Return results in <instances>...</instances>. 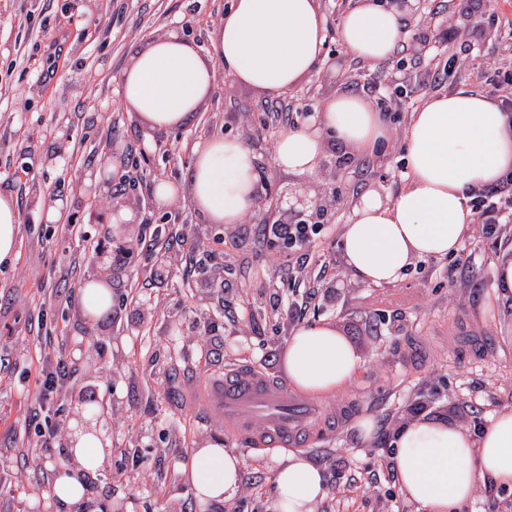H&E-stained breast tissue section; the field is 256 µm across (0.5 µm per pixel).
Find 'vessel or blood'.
Wrapping results in <instances>:
<instances>
[{
    "label": "vessel or blood",
    "mask_w": 512,
    "mask_h": 512,
    "mask_svg": "<svg viewBox=\"0 0 512 512\" xmlns=\"http://www.w3.org/2000/svg\"><path fill=\"white\" fill-rule=\"evenodd\" d=\"M221 400L235 435L255 448L306 447L327 425L313 413L312 401L293 393L285 379L251 365L225 369Z\"/></svg>",
    "instance_id": "obj_1"
}]
</instances>
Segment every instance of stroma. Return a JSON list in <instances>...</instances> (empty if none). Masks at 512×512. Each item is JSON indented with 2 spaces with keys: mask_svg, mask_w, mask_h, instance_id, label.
<instances>
[{
  "mask_svg": "<svg viewBox=\"0 0 512 512\" xmlns=\"http://www.w3.org/2000/svg\"><path fill=\"white\" fill-rule=\"evenodd\" d=\"M397 1L405 43L422 59L405 77L395 60L344 49L340 21L358 0H319L322 60L283 95L295 125L316 119L339 94H390L398 76L409 93L383 115L392 131L383 150L329 143L317 180L306 182L274 164L284 130L266 119L274 96L229 73L217 71L182 127L150 142L122 100L137 52L175 31L208 53L230 0H0V194L16 199L20 215L16 264L0 272V512H54L53 479L70 465V436L92 404L109 452L98 471L83 474L86 497L66 512H274L273 473L289 452L252 449L228 433L218 390L228 367L285 375L288 338L307 323L335 324L364 361L349 385L315 397L322 413L345 417L305 451L327 481L315 512H422L401 492L389 446L414 405L473 433L512 410V299L497 298L494 278L512 248V224L495 235L472 224L457 254L416 260L390 285L358 281L342 257V226L360 197L392 199L406 188L404 136L421 104L464 87L489 93V71H512V54L491 49L508 38L512 0H484L476 10L447 0L469 56L451 77L443 70L455 48L433 34L431 0ZM46 65L53 81L37 78ZM216 136L242 139L265 173L256 209L237 224L206 223L188 198L161 206L151 193L160 181L187 183L194 147ZM132 172L140 183L117 191ZM298 188L335 201L304 252L262 231L264 221L281 220L280 195ZM51 199L65 204L56 224L43 211ZM121 204L136 221L111 224ZM64 224L79 225L80 237H65ZM191 232L201 249L168 265L126 250L141 235L158 246ZM103 276L112 306L86 317L80 288ZM56 357L72 360L76 372L43 404L36 379ZM364 419L374 424L367 441L357 433ZM44 431L53 435L47 448ZM215 442L237 452L244 468L233 499L204 506L189 460Z\"/></svg>",
  "mask_w": 512,
  "mask_h": 512,
  "instance_id": "obj_1",
  "label": "stroma"
}]
</instances>
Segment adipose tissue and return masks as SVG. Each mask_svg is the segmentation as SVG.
I'll return each instance as SVG.
<instances>
[{
  "label": "adipose tissue",
  "instance_id": "obj_1",
  "mask_svg": "<svg viewBox=\"0 0 512 512\" xmlns=\"http://www.w3.org/2000/svg\"><path fill=\"white\" fill-rule=\"evenodd\" d=\"M402 16L400 7L359 0L341 19V42L354 57L387 60L406 37ZM325 40L318 0H231L208 54L175 32L154 39L126 68L122 99L149 138L183 125L199 109L217 68L258 92L285 93L317 67ZM389 137L380 112L364 99L331 97L318 120L280 135L274 163L311 179L329 140L358 151ZM404 150L407 188L391 200L365 193L342 229L344 262L368 284L395 283L413 260L456 253L475 220L473 191L512 173V126L483 94H436L414 113ZM256 168L257 156L242 140H208L194 150L186 193L207 223H240L256 205ZM284 364L295 387L329 393L351 381L362 359L334 324L319 322L293 332ZM69 452L79 468L58 472L50 492L58 507L83 499L78 477L96 471L104 456L92 428L74 435ZM393 459L402 491L423 512H457L480 484L512 485V411L493 417L477 437L451 422L410 421L395 432ZM243 466L232 449H196L189 467L199 502L234 496ZM273 486L275 512H314L326 492L322 469L302 453L275 471Z\"/></svg>",
  "mask_w": 512,
  "mask_h": 512
}]
</instances>
